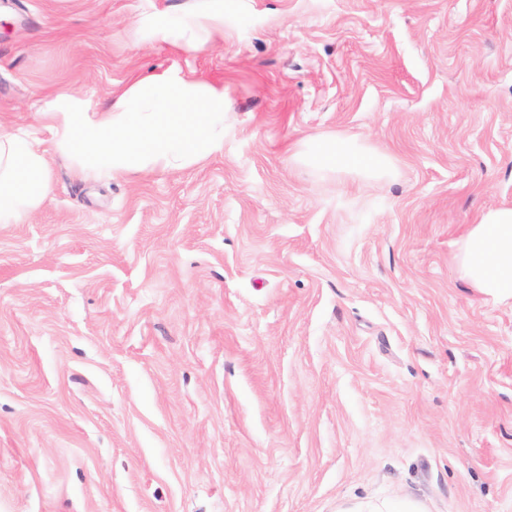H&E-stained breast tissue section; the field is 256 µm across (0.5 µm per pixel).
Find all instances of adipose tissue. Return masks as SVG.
<instances>
[{
    "instance_id": "1",
    "label": "adipose tissue",
    "mask_w": 512,
    "mask_h": 512,
    "mask_svg": "<svg viewBox=\"0 0 512 512\" xmlns=\"http://www.w3.org/2000/svg\"><path fill=\"white\" fill-rule=\"evenodd\" d=\"M143 39L159 38L186 50L224 40V9L214 6L168 26L139 22ZM223 84L193 79L176 69L134 79L104 109L60 91L44 101L39 122L55 153L82 175L112 178L181 170L224 152ZM302 159L329 172L355 171L381 179L385 153L356 138L316 135L301 143ZM52 192L47 156L28 130L0 129V224H16ZM457 273L484 301L512 305V207L482 212L455 242Z\"/></svg>"
}]
</instances>
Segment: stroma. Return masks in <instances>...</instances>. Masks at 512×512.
Returning a JSON list of instances; mask_svg holds the SVG:
<instances>
[{
	"mask_svg": "<svg viewBox=\"0 0 512 512\" xmlns=\"http://www.w3.org/2000/svg\"><path fill=\"white\" fill-rule=\"evenodd\" d=\"M0 0V126L65 89L224 85V152L50 158L0 224V512H512V306L453 244L512 207V0ZM312 133L386 151L328 174ZM144 40L160 38L185 50L200 45L224 42V4L191 14L184 22L168 26L159 24L152 17L139 21Z\"/></svg>",
	"mask_w": 512,
	"mask_h": 512,
	"instance_id": "35a3bbf8",
	"label": "stroma"
}]
</instances>
